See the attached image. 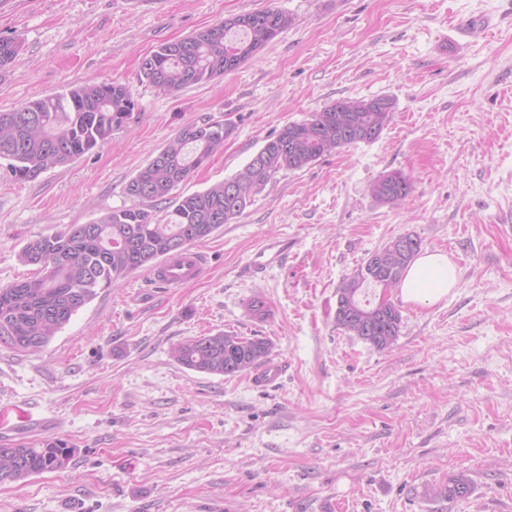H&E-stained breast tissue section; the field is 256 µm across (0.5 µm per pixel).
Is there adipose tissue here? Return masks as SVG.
<instances>
[{
  "label": "adipose tissue",
  "instance_id": "ef3b65f1",
  "mask_svg": "<svg viewBox=\"0 0 512 512\" xmlns=\"http://www.w3.org/2000/svg\"><path fill=\"white\" fill-rule=\"evenodd\" d=\"M457 285L456 268L447 254L425 252L409 266L401 283V294L408 302L435 303Z\"/></svg>",
  "mask_w": 512,
  "mask_h": 512
}]
</instances>
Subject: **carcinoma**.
Here are the masks:
<instances>
[{"label": "carcinoma", "instance_id": "1", "mask_svg": "<svg viewBox=\"0 0 512 512\" xmlns=\"http://www.w3.org/2000/svg\"><path fill=\"white\" fill-rule=\"evenodd\" d=\"M294 23L285 11L266 8L207 26L167 41L139 62V79L163 94L203 84L237 69ZM20 50L15 40L0 39V72ZM138 111L131 89L121 83L87 81L61 93L0 112V160L15 181L37 179L112 139ZM393 102L339 99L301 122L288 123L269 139L236 175L187 194L174 191L224 146L232 125L191 124L166 145L124 187L129 207L114 209L91 224H70L62 232L30 240L20 259L38 267V275L0 288V344L36 353L47 346L82 307L138 270L207 241L252 205L281 171L301 170L325 154L379 138ZM236 187L227 193L225 184ZM413 190L409 177L389 172L370 186L380 203H395ZM163 215H158V212ZM419 238L407 234L378 249L379 280L352 275L337 288L336 324L351 336L385 350L399 336L401 314L391 302L361 298L364 287L398 286L415 256ZM271 344L235 332L190 337L172 348L175 361L195 372L234 377L265 363ZM74 449L60 439L41 446L1 445L0 484L63 469ZM473 492L463 474L433 491L437 497L464 500Z\"/></svg>", "mask_w": 512, "mask_h": 512}]
</instances>
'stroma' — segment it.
<instances>
[{
	"instance_id": "stroma-1",
	"label": "stroma",
	"mask_w": 512,
	"mask_h": 512,
	"mask_svg": "<svg viewBox=\"0 0 512 512\" xmlns=\"http://www.w3.org/2000/svg\"><path fill=\"white\" fill-rule=\"evenodd\" d=\"M266 8L294 23L236 70L173 95L139 80L159 44ZM0 38L22 43L0 112L88 80L139 104L74 162L0 175V288L37 274L31 239L128 205L126 183L186 125L233 126L190 194L338 99L393 103L379 139L278 173L201 243L200 278L163 288L139 270L42 352L0 346V445L74 450L0 484V512H512V0H0ZM391 171L414 191L377 202L368 187ZM406 234L446 252L458 286L434 304L390 290L400 332L378 350L337 326L336 289ZM274 237L287 260L248 271ZM217 331L269 340L279 382L175 362ZM453 474L473 494L435 497Z\"/></svg>"
}]
</instances>
